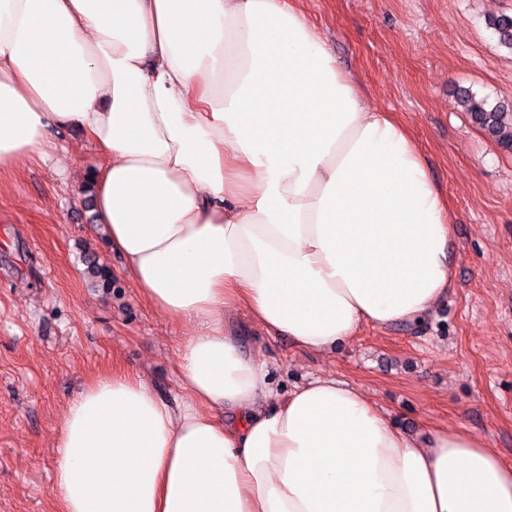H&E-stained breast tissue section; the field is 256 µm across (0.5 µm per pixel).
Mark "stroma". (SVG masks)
<instances>
[{"mask_svg":"<svg viewBox=\"0 0 512 512\" xmlns=\"http://www.w3.org/2000/svg\"><path fill=\"white\" fill-rule=\"evenodd\" d=\"M303 7L365 104L411 130L452 211L453 284L423 324L365 325L320 353L272 336L245 310L231 328L260 351L278 393L336 378L410 434L462 429L512 462V151L456 103L462 89L512 102V53L485 23L512 13V0ZM61 140L56 158L0 172V512H57L55 435L67 403L115 368L174 400L177 350L196 329L141 296L84 205L100 148L73 128ZM91 256L111 270V289L88 276Z\"/></svg>","mask_w":512,"mask_h":512,"instance_id":"obj_1","label":"stroma"}]
</instances>
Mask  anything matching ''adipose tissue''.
<instances>
[{"label": "adipose tissue", "mask_w": 512, "mask_h": 512, "mask_svg": "<svg viewBox=\"0 0 512 512\" xmlns=\"http://www.w3.org/2000/svg\"><path fill=\"white\" fill-rule=\"evenodd\" d=\"M301 0H0V170L60 130L105 153L94 208L153 306L199 322L180 396L101 374L56 436L58 512H512V463L397 429L356 387L278 397L243 308L323 352L423 322L451 214L409 129L370 109Z\"/></svg>", "instance_id": "obj_1"}]
</instances>
